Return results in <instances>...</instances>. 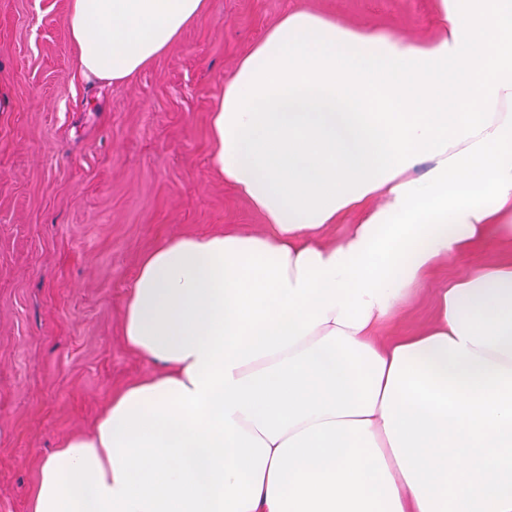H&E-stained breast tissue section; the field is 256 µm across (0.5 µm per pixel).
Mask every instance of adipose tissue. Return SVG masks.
Returning <instances> with one entry per match:
<instances>
[{
	"instance_id": "ef3b65f1",
	"label": "adipose tissue",
	"mask_w": 512,
	"mask_h": 512,
	"mask_svg": "<svg viewBox=\"0 0 512 512\" xmlns=\"http://www.w3.org/2000/svg\"><path fill=\"white\" fill-rule=\"evenodd\" d=\"M205 2L70 0L82 72H139ZM441 4L425 44L298 8L239 59L211 165L267 230L142 256L122 339L155 370L43 462L31 512H512V264L376 336L436 262L512 245V0Z\"/></svg>"
}]
</instances>
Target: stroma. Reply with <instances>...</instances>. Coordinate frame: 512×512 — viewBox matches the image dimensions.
I'll use <instances>...</instances> for the list:
<instances>
[{"mask_svg": "<svg viewBox=\"0 0 512 512\" xmlns=\"http://www.w3.org/2000/svg\"><path fill=\"white\" fill-rule=\"evenodd\" d=\"M298 7L432 39L439 0H207L164 54L84 76L69 0H0V512H29L40 464L152 372L121 338L127 288L157 243L262 219L210 163V114L239 58ZM495 240L443 261L383 335L434 315L435 282L506 259Z\"/></svg>", "mask_w": 512, "mask_h": 512, "instance_id": "obj_1", "label": "stroma"}]
</instances>
